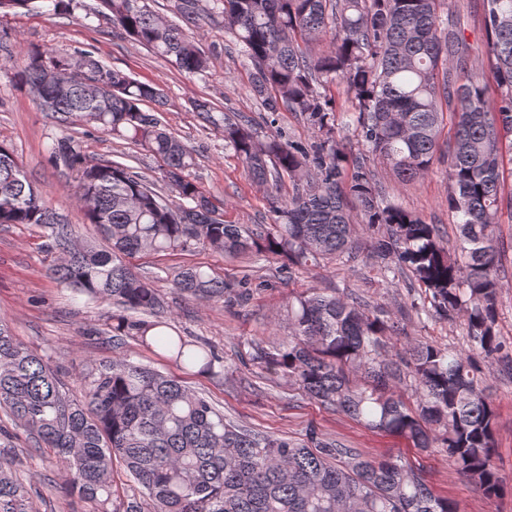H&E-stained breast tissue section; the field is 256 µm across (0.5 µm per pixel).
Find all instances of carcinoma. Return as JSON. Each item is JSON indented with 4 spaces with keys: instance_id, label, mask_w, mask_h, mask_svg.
<instances>
[{
    "instance_id": "1",
    "label": "carcinoma",
    "mask_w": 512,
    "mask_h": 512,
    "mask_svg": "<svg viewBox=\"0 0 512 512\" xmlns=\"http://www.w3.org/2000/svg\"><path fill=\"white\" fill-rule=\"evenodd\" d=\"M117 35L203 74L209 56L190 31L208 21L230 34L252 69V91L264 110L298 112L309 143L284 142L236 116L224 115V143L254 179L292 184L273 198L272 224H228L224 213L188 179L194 153L167 131L156 85L105 64L89 49L61 55L20 49L0 73L64 122L75 116L95 130L148 152L161 183L122 162L91 159L71 136L48 145L51 162L78 177L84 232L61 222L13 152L0 144V224H36L58 256L49 274L73 294L112 307L102 333L132 339L199 374L224 372L206 341L169 332L166 302L155 281L124 257L203 247L229 255L271 254L288 273L325 261L356 258L366 236L381 276L401 272L424 289L428 311L462 321L467 348L415 341L391 345L395 322L383 310L315 289L288 303V335L251 347L250 361L321 407L365 428L398 435L448 457L489 499L500 487L493 465L496 411L485 394L481 363L512 374V342L497 329L504 154L512 162V0H483L481 24L493 61L496 103L482 64L469 60L463 30L445 23L439 0H174V18L148 0H98ZM331 35L328 51L311 45ZM346 84L353 122L369 152L402 180L426 176L439 147L442 108L453 120L448 139V209L458 219L456 249L435 225L384 200L364 159L350 154L335 124V82ZM149 110H144V107ZM191 111L217 124L221 111L194 100ZM172 289L211 302L248 295V278L227 282L202 266L173 275ZM407 385L415 404L396 395ZM0 409L53 451L71 495L98 512H460L430 491L400 460L362 457L309 430L304 439L259 434L180 381L125 357L94 369L76 397L49 357L19 343L0 324ZM120 463L147 498L122 497ZM0 512H31L16 460L0 453Z\"/></svg>"
}]
</instances>
